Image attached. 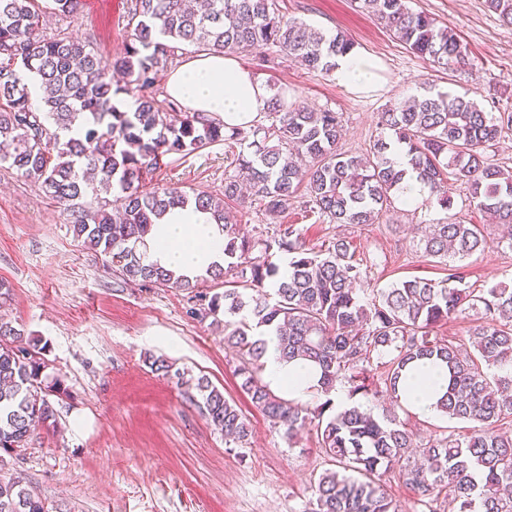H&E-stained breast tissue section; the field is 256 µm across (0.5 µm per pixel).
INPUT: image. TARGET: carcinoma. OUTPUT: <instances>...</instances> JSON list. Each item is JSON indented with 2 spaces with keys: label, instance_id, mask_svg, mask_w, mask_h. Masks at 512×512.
I'll return each mask as SVG.
<instances>
[{
  "label": "carcinoma",
  "instance_id": "carcinoma-1",
  "mask_svg": "<svg viewBox=\"0 0 512 512\" xmlns=\"http://www.w3.org/2000/svg\"><path fill=\"white\" fill-rule=\"evenodd\" d=\"M512 26V0H486ZM411 52L440 68L464 70L463 43L407 0H359ZM40 0H0V165L30 180L53 201L77 213L73 233L111 258L122 279L191 292L201 318L224 316V343L241 359V387L271 427L288 440L316 433L332 467L313 481V512H398L385 481L410 490L422 512H512V288L466 286L465 266L448 277L411 278L367 295L366 280L336 239L327 255L309 253L293 226L275 228L279 248L291 254L288 273L272 261L270 244L240 234L228 205L242 200L241 181L263 201L266 217L288 210L300 188L304 208L333 224H375L392 208V196L416 178L430 189L427 203L453 206L449 182L466 185L471 202L509 229L512 242V171L485 150L512 130V112L493 118L471 98L427 89L401 107L387 109L367 156L339 149L342 121L336 112L285 108L275 87L267 108L271 124L224 130L212 115L185 112L148 93L159 68L182 46L211 54L254 52L276 46L307 70L331 74L336 58L355 47L344 33L328 35L279 15L275 0H127L133 26L124 53L105 60L90 45L44 27ZM37 78L31 97L27 78ZM227 144L224 193L189 195L167 184L146 186L144 174L171 154L189 155L216 142ZM248 144L252 152L235 151ZM405 149L406 167L391 158ZM309 159L306 168L298 164ZM98 190L91 200L88 189ZM121 211L112 213V192ZM190 204L211 214L224 231V265L190 277L148 263L138 250L155 219ZM478 224L443 218L421 241L424 256L462 261L488 246ZM261 255H254L255 250ZM224 291L216 292L217 286ZM473 314L461 341L441 336L448 322ZM283 358L320 372L317 410L275 393L263 382L266 333ZM45 347L9 321H0V454L27 445L37 426L56 422L49 396L67 393L58 377L44 383ZM393 353L375 371L372 354ZM446 366L448 388L437 411L470 423L464 434L414 447L413 432L395 410L382 417L346 404L326 417L337 384L349 398H383L401 407L400 388L411 363ZM198 406L212 425L238 442L248 423L224 391L201 377ZM0 512H49L18 477H0Z\"/></svg>",
  "mask_w": 512,
  "mask_h": 512
}]
</instances>
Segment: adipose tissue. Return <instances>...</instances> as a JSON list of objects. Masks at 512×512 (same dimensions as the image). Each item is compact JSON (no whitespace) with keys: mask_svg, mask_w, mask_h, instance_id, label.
Wrapping results in <instances>:
<instances>
[{"mask_svg":"<svg viewBox=\"0 0 512 512\" xmlns=\"http://www.w3.org/2000/svg\"><path fill=\"white\" fill-rule=\"evenodd\" d=\"M378 62L351 50L337 57L332 77L337 83L358 92H368L379 83ZM169 98L189 111L220 117L226 126L246 128L266 112L269 89L254 73L230 53L190 56L165 83ZM142 251L147 262L187 275L204 272L224 262V234L208 213L190 207H176L165 213L146 237ZM428 375L421 388H406L402 397L411 411L421 417L435 416V404L445 392L448 378L433 362L417 366ZM264 379L274 390L288 397L306 399L318 386L319 373L309 364L284 362L275 343H268Z\"/></svg>","mask_w":512,"mask_h":512,"instance_id":"1","label":"adipose tissue"}]
</instances>
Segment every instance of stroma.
<instances>
[{
  "label": "stroma",
  "mask_w": 512,
  "mask_h": 512,
  "mask_svg": "<svg viewBox=\"0 0 512 512\" xmlns=\"http://www.w3.org/2000/svg\"><path fill=\"white\" fill-rule=\"evenodd\" d=\"M452 28L468 49L464 73L437 70L406 49L356 0H278L280 12L325 33L346 34L377 59L376 90L357 93L308 71L274 48L239 54L285 104L339 113L343 151L358 154L377 135L378 114L424 84L470 93L480 108L512 111V26L501 25L485 0H408ZM47 32L63 31L110 58L128 40L126 0H82L66 18L47 15ZM223 143L181 157L167 156L147 184L171 183L186 192L223 193ZM454 219L488 225L495 244L467 260L468 286L512 288V248L500 228L453 184ZM439 207L394 205L377 224H329L304 215L302 202L282 217L304 248L319 252L348 241L371 287L404 278L442 280L448 268L423 257L419 230L436 223ZM69 212L37 185L0 167V282L9 289L0 316L47 342L48 372L68 396L54 399V426L39 428L17 454L0 459V473L21 476L50 512H311V482L327 469L314 433L287 440L271 428L239 387V359L224 328L190 315L189 293L127 283L109 258L88 249L72 231ZM166 356L174 371L152 372L147 356ZM206 377L246 416V442L225 439L194 399Z\"/></svg>",
  "instance_id": "1"
}]
</instances>
